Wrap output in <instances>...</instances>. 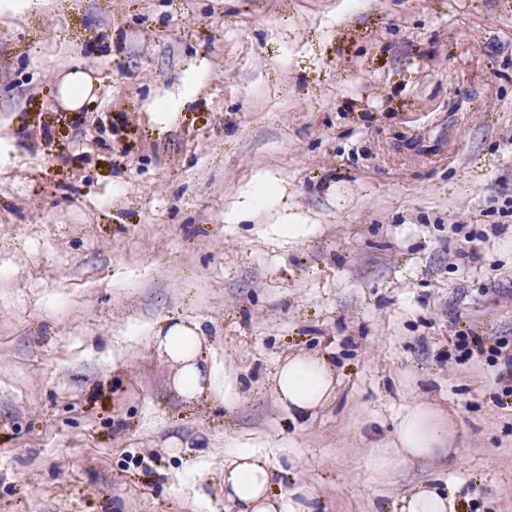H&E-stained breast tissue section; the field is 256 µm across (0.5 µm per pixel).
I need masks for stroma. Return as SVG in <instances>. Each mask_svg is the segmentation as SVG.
<instances>
[{
  "instance_id": "stroma-1",
  "label": "stroma",
  "mask_w": 512,
  "mask_h": 512,
  "mask_svg": "<svg viewBox=\"0 0 512 512\" xmlns=\"http://www.w3.org/2000/svg\"><path fill=\"white\" fill-rule=\"evenodd\" d=\"M261 178L280 203L227 223ZM170 318L201 324L219 397L176 391ZM463 330L512 354V0L0 9V512H232L235 449L315 512L443 484L512 512V396L486 351L455 361ZM312 351L336 400L297 419L274 372ZM419 401L445 450L372 481ZM92 89L90 77L82 70H73L62 79L59 96L68 108L76 110L90 96Z\"/></svg>"
}]
</instances>
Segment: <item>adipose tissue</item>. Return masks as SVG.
<instances>
[{
	"mask_svg": "<svg viewBox=\"0 0 512 512\" xmlns=\"http://www.w3.org/2000/svg\"><path fill=\"white\" fill-rule=\"evenodd\" d=\"M203 329L200 324L177 322L155 338L156 348L178 366L174 386L189 400L212 393L214 377L202 357ZM278 401L294 417H306L330 404L336 394V367L319 352L284 359L274 378ZM448 440L442 413L431 405L417 403L400 416L395 437L388 447L374 449L367 469L385 478L399 463L432 457ZM276 472L263 455L241 451L224 466V497L235 512H314L312 496L296 489L294 497L281 499L272 493Z\"/></svg>",
	"mask_w": 512,
	"mask_h": 512,
	"instance_id": "1",
	"label": "adipose tissue"
}]
</instances>
